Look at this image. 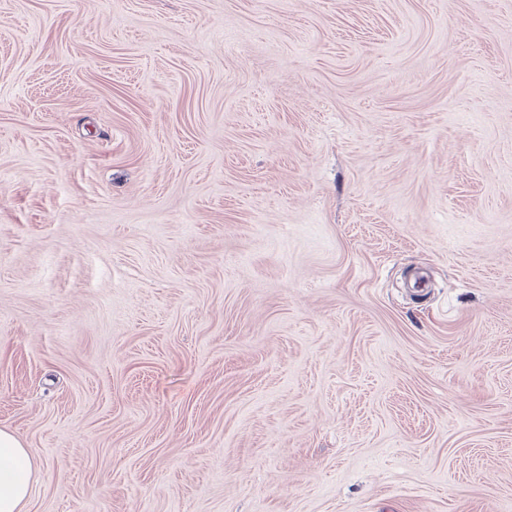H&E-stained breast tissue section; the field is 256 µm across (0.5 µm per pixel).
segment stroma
<instances>
[{
	"label": "stroma",
	"mask_w": 512,
	"mask_h": 512,
	"mask_svg": "<svg viewBox=\"0 0 512 512\" xmlns=\"http://www.w3.org/2000/svg\"><path fill=\"white\" fill-rule=\"evenodd\" d=\"M24 512H512V0H0Z\"/></svg>",
	"instance_id": "stroma-1"
}]
</instances>
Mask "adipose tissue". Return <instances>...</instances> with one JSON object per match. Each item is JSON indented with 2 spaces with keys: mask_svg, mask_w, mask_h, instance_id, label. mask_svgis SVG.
Wrapping results in <instances>:
<instances>
[{
  "mask_svg": "<svg viewBox=\"0 0 512 512\" xmlns=\"http://www.w3.org/2000/svg\"><path fill=\"white\" fill-rule=\"evenodd\" d=\"M38 457L12 432L0 429V512H22Z\"/></svg>",
  "mask_w": 512,
  "mask_h": 512,
  "instance_id": "ef3b65f1",
  "label": "adipose tissue"
}]
</instances>
